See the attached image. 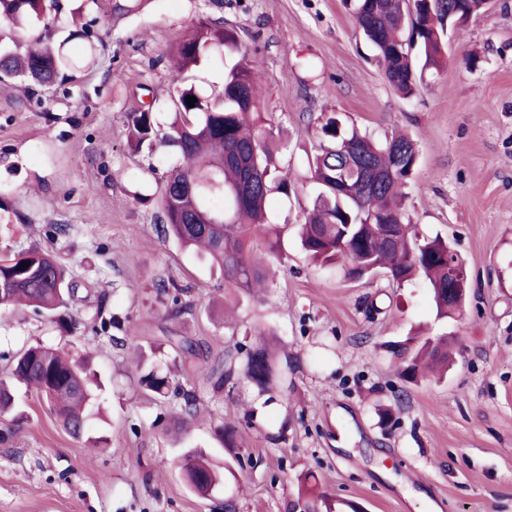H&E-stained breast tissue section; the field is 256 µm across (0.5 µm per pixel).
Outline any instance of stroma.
<instances>
[{
	"label": "stroma",
	"mask_w": 512,
	"mask_h": 512,
	"mask_svg": "<svg viewBox=\"0 0 512 512\" xmlns=\"http://www.w3.org/2000/svg\"><path fill=\"white\" fill-rule=\"evenodd\" d=\"M202 15L258 62L265 126L287 145L291 191L269 201L281 265L258 299L225 290L208 262L158 235L162 178L180 157L127 144V113L149 103L167 125L174 89L215 98L237 63L171 67ZM49 36L76 60L71 79L0 83V249L68 225L55 251L77 291L64 328L30 308L0 312V377L36 343L89 357L103 383L92 434L104 442L73 439L17 387L26 419L0 443V512H293L313 484L364 512H512V0L472 17L410 99L384 80L345 0H59ZM329 112L415 140L410 219L419 237L448 241L471 283L452 324L436 320L423 280L354 281L303 251L309 160ZM163 281L186 290L178 316ZM101 310L116 323L100 335ZM419 326L464 340L446 378L408 385L391 345ZM129 331L139 348L122 345ZM170 336L203 342L204 355L181 363ZM266 344L280 370L267 389L241 378L217 393L201 374L217 361L243 371ZM140 351L194 393L192 408L140 387ZM224 424L237 447L223 446ZM187 450L231 467L208 495L181 478Z\"/></svg>",
	"instance_id": "1"
}]
</instances>
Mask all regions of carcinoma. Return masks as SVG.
<instances>
[{"instance_id":"cac0c4a2","label":"carcinoma","mask_w":512,"mask_h":512,"mask_svg":"<svg viewBox=\"0 0 512 512\" xmlns=\"http://www.w3.org/2000/svg\"><path fill=\"white\" fill-rule=\"evenodd\" d=\"M355 19L373 46L385 80L405 99L416 95L418 82L407 29L416 34L424 66L443 63L451 31L488 11V0H356ZM56 9V0H0V21L13 26L40 22ZM402 52H397V49ZM237 52L235 35L207 17L176 44L180 68L197 66L213 53ZM75 66L63 47L39 37L23 54L0 44V82L30 80L41 86L57 82L61 72ZM259 64L239 63L224 75V95L209 106L194 87L177 91L172 120L165 127L148 110L129 112L126 126L132 148L143 144L174 149L184 163L163 177L157 231L200 255L224 277V287L249 294L274 280V272L250 257L254 238L269 251L281 248L278 226L266 218L269 195L288 194L285 179L274 180L275 155L282 142L262 127L257 96ZM198 102L189 106L186 97ZM319 149L311 159L318 186L311 211L302 225L301 245L310 259L340 268L350 279L384 271L397 284L422 277L433 293L437 318H453L448 308V283L463 264L448 243L438 237L420 240L413 233L405 209V187L418 164L416 143L406 135L382 140L346 130L341 119L323 117L317 130ZM29 262L22 270L20 264ZM75 293L63 265L53 251L32 247L0 256V309L29 305L63 326ZM456 336L416 334L393 344L400 359L401 377L418 383L425 362L445 364ZM180 357L199 355L200 346L184 336H171ZM244 376L265 388L276 377L267 353L248 354ZM234 378L232 370L211 368L207 379L217 390ZM36 390L57 415L63 429L75 438H87V417L97 394L86 363L41 344L28 347L12 360L8 379H0V417H20L13 383ZM140 386L158 396L168 394L166 376L145 372ZM185 483L203 494L223 481L224 473L193 452L181 459Z\"/></svg>"}]
</instances>
